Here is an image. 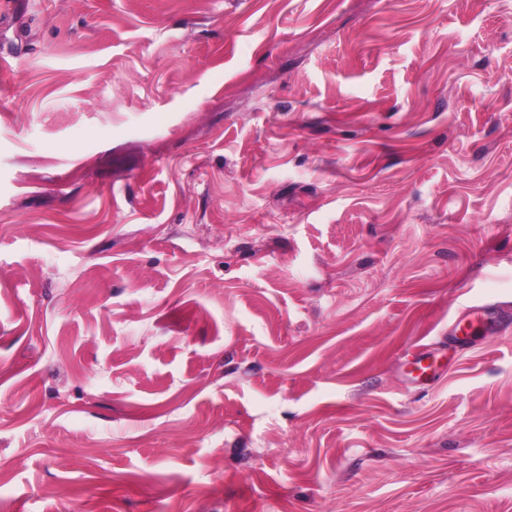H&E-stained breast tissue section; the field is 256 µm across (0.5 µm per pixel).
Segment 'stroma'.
Masks as SVG:
<instances>
[{
	"label": "stroma",
	"instance_id": "1",
	"mask_svg": "<svg viewBox=\"0 0 512 512\" xmlns=\"http://www.w3.org/2000/svg\"><path fill=\"white\" fill-rule=\"evenodd\" d=\"M1 54L0 512H512V327L439 342L512 308V0H13Z\"/></svg>",
	"mask_w": 512,
	"mask_h": 512
}]
</instances>
